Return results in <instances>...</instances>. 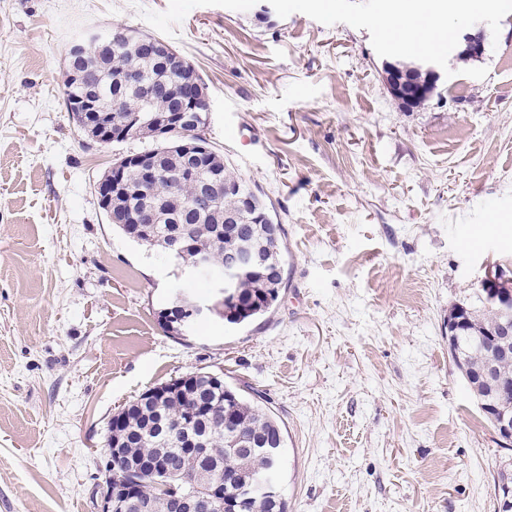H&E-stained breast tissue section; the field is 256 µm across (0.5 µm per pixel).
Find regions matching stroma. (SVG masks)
<instances>
[{
    "instance_id": "35a3bbf8",
    "label": "stroma",
    "mask_w": 512,
    "mask_h": 512,
    "mask_svg": "<svg viewBox=\"0 0 512 512\" xmlns=\"http://www.w3.org/2000/svg\"><path fill=\"white\" fill-rule=\"evenodd\" d=\"M400 0H0V512H100L112 415L191 371L276 415L288 512H494L499 447L448 353V310L512 268V0L481 57L405 51ZM132 27L188 59L209 143L284 228L287 286L242 327L175 339L212 296L110 224L95 186L145 141L98 143L63 105L82 33ZM433 64L405 109L385 64ZM174 301L178 304L177 307L182 309L181 325L184 328H191L214 308V305H204L200 301H194L188 305H182V303L185 301V297L181 294V292H177L174 295Z\"/></svg>"
}]
</instances>
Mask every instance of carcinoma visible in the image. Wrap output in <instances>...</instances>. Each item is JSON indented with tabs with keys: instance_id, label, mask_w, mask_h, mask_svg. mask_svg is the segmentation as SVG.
<instances>
[{
	"instance_id": "cac0c4a2",
	"label": "carcinoma",
	"mask_w": 512,
	"mask_h": 512,
	"mask_svg": "<svg viewBox=\"0 0 512 512\" xmlns=\"http://www.w3.org/2000/svg\"><path fill=\"white\" fill-rule=\"evenodd\" d=\"M128 67H137L144 82L157 87L153 102L156 112H174L178 106L175 90L182 84L195 82L204 87L201 78L186 68L180 59L170 55L165 59L150 58L135 41H125L116 48L107 47L80 59L76 68L82 74V80L76 82L63 77V99L66 109L73 102L88 95L98 103L99 108L112 111V116L128 121L126 138L156 140L147 123L148 113L139 111L141 92L135 88L113 89L112 75ZM183 137V131H175L170 142L149 149L160 157L161 173L157 180L140 193L125 192L112 198V223L122 231L124 215L144 207L145 201L153 200L162 206L160 213L177 214L183 202L190 199L196 190V183L180 175V164L171 158L174 141ZM201 175L211 179L216 185L230 183L238 185L243 192L255 200L254 208L242 212L241 222L248 227L253 225L260 213H268L265 203L252 190L246 180L237 176L225 164L224 158L214 150H209L202 160ZM224 227L215 215L188 214L177 224L163 221L151 226L145 235L128 234L135 242L145 246L165 247L170 234L181 229L186 248L172 252L170 256L182 264L191 262L195 251L206 250L209 254L211 271L206 276L224 273V266L233 260L229 250L224 247V238L218 229ZM284 229L275 236L260 235L255 243L271 255L276 263H281ZM284 278L275 274L271 277L254 275L243 277L236 282V289L245 299L243 306L226 303L222 317L224 323L240 326L268 313L279 299L278 285ZM463 308L465 321L460 329L461 340L453 362L462 375L472 369L488 363L494 366L497 376L512 377V361L493 356L489 351L488 333L502 322V317L494 310L484 306L478 296L467 298L453 304L450 310ZM160 397L147 403L132 402L117 411L116 418L123 420L116 429L108 430L106 445L112 440H125L123 454L141 463H151L157 459L175 476L182 474L199 482L207 480V475L199 472L195 462L190 459L184 448L178 445L179 436L186 432H195L208 440L209 447L220 449L224 457V474L235 476V480H249L253 477L268 480L277 478L278 473L270 470L269 462L258 453L242 451L228 454L223 451L225 444L243 428L258 436L271 440H284L280 423L262 405L249 399L238 389L224 385L214 387L209 376L199 373L190 390L181 391L173 383L159 385ZM131 487L137 488V495L153 498L155 512H175L172 501L163 497L155 488V481L145 472L126 477ZM225 512H286L283 500L271 501L257 498L244 508H232L227 505Z\"/></svg>"
}]
</instances>
